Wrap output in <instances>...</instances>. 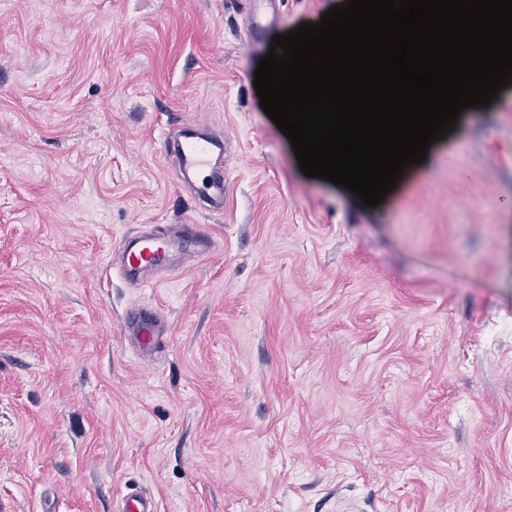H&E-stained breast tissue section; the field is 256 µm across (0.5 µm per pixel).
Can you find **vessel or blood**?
Returning <instances> with one entry per match:
<instances>
[{
	"instance_id": "vessel-or-blood-1",
	"label": "vessel or blood",
	"mask_w": 512,
	"mask_h": 512,
	"mask_svg": "<svg viewBox=\"0 0 512 512\" xmlns=\"http://www.w3.org/2000/svg\"><path fill=\"white\" fill-rule=\"evenodd\" d=\"M278 0H248L250 5L247 41H260L264 31L279 21ZM220 135L197 133L192 124H184L180 136L166 139V153L176 159L179 170L190 182L195 195L209 211L220 213L229 198V186L223 168L218 167L216 151L222 150ZM195 250L205 256L211 251V238L199 233L192 224L179 225L177 230L150 231L124 239L119 248V265L126 280L140 281L150 271L172 268L174 255ZM123 332L134 338L141 360L155 358L158 338L163 331L153 313L132 312L123 320ZM120 512H158L151 495L127 489L121 499Z\"/></svg>"
}]
</instances>
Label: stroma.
Returning a JSON list of instances; mask_svg holds the SVG:
<instances>
[{
  "instance_id": "1",
  "label": "stroma",
  "mask_w": 512,
  "mask_h": 512,
  "mask_svg": "<svg viewBox=\"0 0 512 512\" xmlns=\"http://www.w3.org/2000/svg\"><path fill=\"white\" fill-rule=\"evenodd\" d=\"M345 2L280 0L252 48L234 0H0V512H512V85L380 205L305 176L254 72ZM195 118L221 214L165 155ZM191 222L208 256L114 268ZM123 332L125 336L135 339L141 360H154L158 337L163 336L164 332L153 313L139 311L127 314L123 320ZM119 512H158V507L151 495L138 488H127Z\"/></svg>"
}]
</instances>
